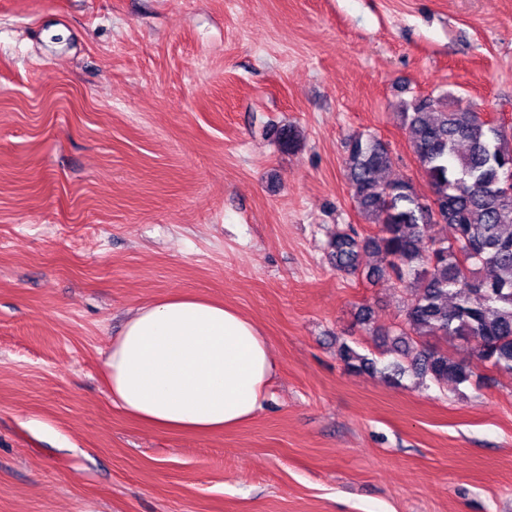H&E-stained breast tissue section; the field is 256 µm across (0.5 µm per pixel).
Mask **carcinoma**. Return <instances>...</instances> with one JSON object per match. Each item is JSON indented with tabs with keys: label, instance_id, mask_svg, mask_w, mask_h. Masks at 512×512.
<instances>
[{
	"label": "carcinoma",
	"instance_id": "cac0c4a2",
	"mask_svg": "<svg viewBox=\"0 0 512 512\" xmlns=\"http://www.w3.org/2000/svg\"><path fill=\"white\" fill-rule=\"evenodd\" d=\"M400 115L430 196L411 181L381 179L394 163L381 139L349 136L347 184L377 232L339 231L328 255L341 273L371 278L387 269L402 287L420 292L407 300L403 321L381 332L384 354L392 359L383 364L345 342L340 359L350 370L378 373L395 385L406 376L462 384L472 376L471 365L437 345L451 339L472 343L481 362L512 373V194L502 190L512 170V126L490 133L482 113L431 96L404 103ZM277 140L292 151L300 135L285 125ZM438 224L452 228V239L432 233ZM365 254L376 258L368 270L362 268Z\"/></svg>",
	"mask_w": 512,
	"mask_h": 512
}]
</instances>
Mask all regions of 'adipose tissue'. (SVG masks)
I'll return each mask as SVG.
<instances>
[{
    "instance_id": "obj_1",
    "label": "adipose tissue",
    "mask_w": 512,
    "mask_h": 512,
    "mask_svg": "<svg viewBox=\"0 0 512 512\" xmlns=\"http://www.w3.org/2000/svg\"><path fill=\"white\" fill-rule=\"evenodd\" d=\"M275 369L250 318L196 295L141 306L104 361L113 405L158 430L201 435L253 418Z\"/></svg>"
}]
</instances>
